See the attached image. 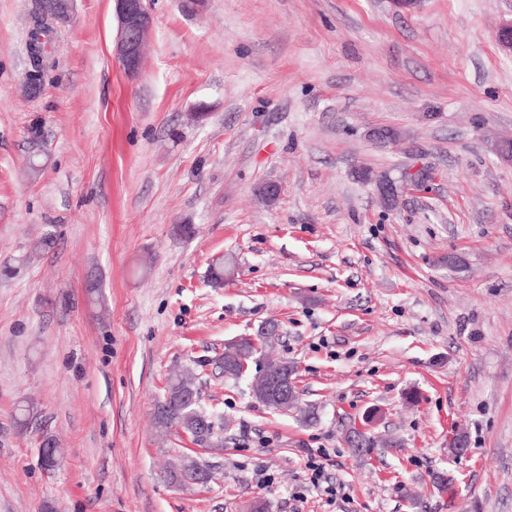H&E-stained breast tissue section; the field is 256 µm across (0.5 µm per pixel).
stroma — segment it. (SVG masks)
Masks as SVG:
<instances>
[{
	"label": "stroma",
	"instance_id": "35a3bbf8",
	"mask_svg": "<svg viewBox=\"0 0 512 512\" xmlns=\"http://www.w3.org/2000/svg\"><path fill=\"white\" fill-rule=\"evenodd\" d=\"M147 5L138 75L113 0H75L31 97L32 0H0V512H512V0ZM408 167L434 178L386 209L375 176ZM271 322L313 423L215 364ZM186 367L223 448L156 428ZM310 448L335 503L305 485ZM184 456L215 482L172 483Z\"/></svg>",
	"mask_w": 512,
	"mask_h": 512
}]
</instances>
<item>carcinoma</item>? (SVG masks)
I'll use <instances>...</instances> for the list:
<instances>
[{
    "mask_svg": "<svg viewBox=\"0 0 512 512\" xmlns=\"http://www.w3.org/2000/svg\"><path fill=\"white\" fill-rule=\"evenodd\" d=\"M32 32L34 40L46 45L51 43L54 28L47 16L37 11ZM277 341V326L269 323L254 338L244 336L226 343L218 361L224 369V377L231 379L243 375L248 361L259 363L249 385L252 398L273 411L286 413L298 409L299 391L294 385L295 365L285 357L270 358L263 354L264 346ZM193 396H198L193 369H182L169 378L163 397L155 404V420L160 431L167 433L175 427L208 443L211 448L224 447L223 416L204 408L198 401H191Z\"/></svg>",
    "mask_w": 512,
    "mask_h": 512,
    "instance_id": "cac0c4a2",
    "label": "carcinoma"
}]
</instances>
